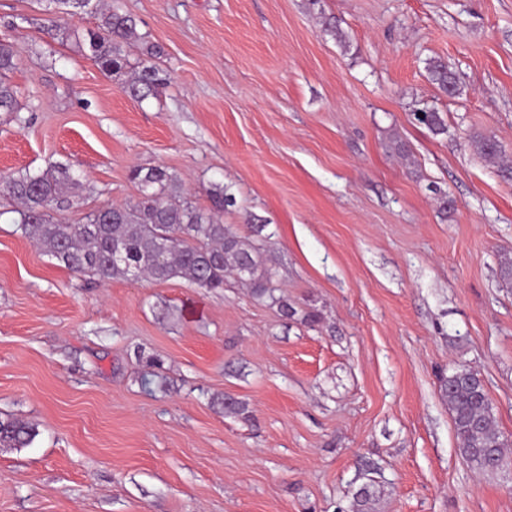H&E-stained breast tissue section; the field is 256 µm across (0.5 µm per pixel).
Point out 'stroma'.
<instances>
[{
    "label": "stroma",
    "instance_id": "1",
    "mask_svg": "<svg viewBox=\"0 0 512 512\" xmlns=\"http://www.w3.org/2000/svg\"><path fill=\"white\" fill-rule=\"evenodd\" d=\"M123 3L164 49L160 96L82 51L94 15L0 0L19 58L0 183L79 169L65 224L135 201L136 167L200 206L226 187L295 314L233 283L72 272L0 192V415L37 431L0 448V512H350L366 485L377 512H512V470L460 454L441 390L478 372L512 441V0Z\"/></svg>",
    "mask_w": 512,
    "mask_h": 512
}]
</instances>
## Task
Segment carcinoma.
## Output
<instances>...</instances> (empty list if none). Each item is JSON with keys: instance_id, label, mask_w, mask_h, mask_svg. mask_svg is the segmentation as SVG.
Masks as SVG:
<instances>
[{"instance_id": "cac0c4a2", "label": "carcinoma", "mask_w": 512, "mask_h": 512, "mask_svg": "<svg viewBox=\"0 0 512 512\" xmlns=\"http://www.w3.org/2000/svg\"><path fill=\"white\" fill-rule=\"evenodd\" d=\"M46 11L56 14L89 12L99 20L98 30L87 33L85 44L99 67L112 74L124 72L128 60L124 48L141 40L136 19L126 12L120 0L104 8L101 0H46ZM147 59L140 62L129 82L131 95L143 100L167 87L166 79L151 59L163 50L152 44L145 48ZM13 46L0 41V112H17V92L8 74L17 68ZM433 80L448 94L457 91V81L446 65L433 62ZM415 120L432 132L442 134L445 120L434 110L419 109ZM476 152L490 159L500 154L491 137L473 140ZM140 197L137 201L114 206L106 213L90 214L83 224H61L51 212L69 208L74 201L68 190L81 186L80 174L67 165L38 172H26L5 186L10 198L21 204L19 228L24 237L43 246L47 253L67 269L88 273L101 281L127 277L132 272L155 281L187 278L209 291L224 289L231 277L250 288L258 301L278 304L284 316L295 313L283 297L275 264L259 231L241 235L224 225V210L236 205L227 189L210 192L211 207L201 208L183 195L176 178L161 166L132 170ZM442 390L452 415L459 451L482 472L503 471L512 459L503 452L504 440L494 427V415L479 373L457 368L443 379ZM37 436L36 429L17 419L0 418V447L25 448ZM373 491L363 487L354 497L352 512H372Z\"/></svg>"}]
</instances>
